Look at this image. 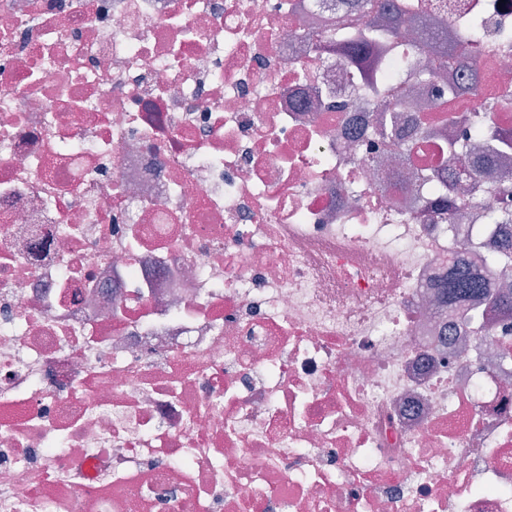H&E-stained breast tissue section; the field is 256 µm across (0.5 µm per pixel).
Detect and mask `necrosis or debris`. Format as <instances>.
Masks as SVG:
<instances>
[{"instance_id": "4bbe7bcc", "label": "necrosis or debris", "mask_w": 512, "mask_h": 512, "mask_svg": "<svg viewBox=\"0 0 512 512\" xmlns=\"http://www.w3.org/2000/svg\"><path fill=\"white\" fill-rule=\"evenodd\" d=\"M413 3L373 93L340 0H0V512H512V197L449 211L438 133L512 90V0ZM398 108L399 103L392 100L372 103L370 111L373 112L372 120L378 127L382 139L404 141L406 133L403 122L400 121V115L397 113ZM485 280L470 267L453 265L448 269L444 287L448 291V303L480 295L485 291Z\"/></svg>"}]
</instances>
